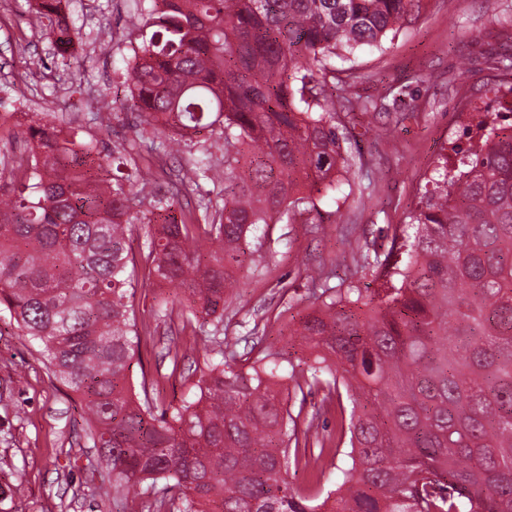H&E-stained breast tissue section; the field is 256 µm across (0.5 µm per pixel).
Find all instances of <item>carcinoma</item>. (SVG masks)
<instances>
[{
    "label": "carcinoma",
    "instance_id": "obj_1",
    "mask_svg": "<svg viewBox=\"0 0 512 512\" xmlns=\"http://www.w3.org/2000/svg\"><path fill=\"white\" fill-rule=\"evenodd\" d=\"M64 0H35L54 52L81 38ZM421 0H147L132 106L165 134L199 195L157 196L150 167L112 166L74 129L35 124L0 172V307L78 395L113 487L146 512H512V128L483 120L478 150L442 155L410 229L353 258L374 287H331L321 269L292 335L309 350L280 371L269 346L221 352L195 399L156 410L128 373L136 274L188 293L182 330H224L240 272L266 258L268 228L315 207L348 171L344 117L328 88L357 75L334 59L380 47ZM209 130L212 142L190 132ZM139 188V208L128 190ZM219 197L213 202L211 194ZM152 227L147 252L126 239ZM351 404L348 466L334 487L296 488L321 457L298 421L307 396ZM298 400V409L290 406Z\"/></svg>",
    "mask_w": 512,
    "mask_h": 512
}]
</instances>
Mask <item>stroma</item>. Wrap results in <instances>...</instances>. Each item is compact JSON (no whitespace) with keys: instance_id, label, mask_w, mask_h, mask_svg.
Segmentation results:
<instances>
[{"instance_id":"stroma-1","label":"stroma","mask_w":512,"mask_h":512,"mask_svg":"<svg viewBox=\"0 0 512 512\" xmlns=\"http://www.w3.org/2000/svg\"><path fill=\"white\" fill-rule=\"evenodd\" d=\"M143 0H69V19L83 36L68 58L54 56L40 28L27 22L30 0H0V85L20 124L49 117L77 120L85 138L115 154L134 146L149 157L152 133L141 132L130 104L133 42ZM101 29L113 40L103 44ZM512 59V0H497L489 13L483 0H424L420 17L404 26L384 49L338 57L337 69L354 68L358 79L346 96L355 158L347 178L350 196L321 194L315 209L273 225L268 262L243 274L224 312V341L249 350L264 335L286 358L306 351L291 331L308 303V266H323L330 285L370 282L353 258L379 232L408 223L441 149L451 152L460 135L479 144V123L494 104V63ZM394 92L384 109L360 106L378 87ZM106 97L112 116L97 123L96 97ZM158 288L138 283L134 383H157L163 403L193 398V377L172 373L168 350L184 355L182 368L204 370L216 353L209 333H177L158 311ZM77 397L55 376L35 344L21 336L0 309V485L22 478L24 497L0 503V512H119L112 476L86 436Z\"/></svg>"}]
</instances>
